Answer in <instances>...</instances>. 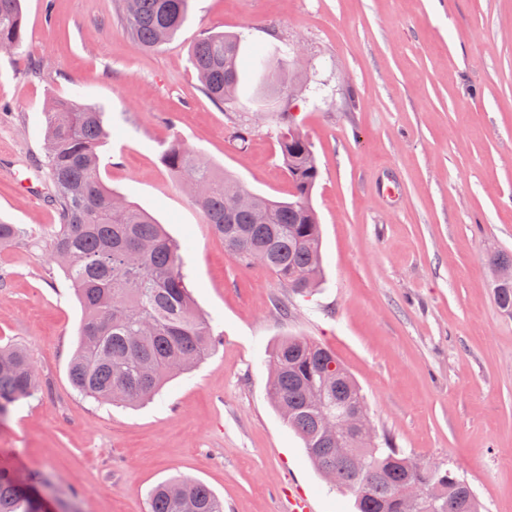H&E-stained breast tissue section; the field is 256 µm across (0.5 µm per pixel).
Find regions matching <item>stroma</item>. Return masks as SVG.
<instances>
[{
  "mask_svg": "<svg viewBox=\"0 0 512 512\" xmlns=\"http://www.w3.org/2000/svg\"><path fill=\"white\" fill-rule=\"evenodd\" d=\"M119 3L22 0L23 45L0 54V219L31 232L0 244V345L27 351L40 387L0 418V467L49 483L57 512H148L150 489L179 477L224 512H290L299 491L315 512H356L267 396L269 352L305 336L349 369L396 447L458 471L480 512H512V312L487 265L512 255V0H192L149 51ZM207 30L245 35L235 104L213 101L191 64ZM297 50L304 90L287 108L320 169L324 275L308 297L240 266L162 162L178 138L289 199L286 107L252 62ZM73 96L106 114L105 184L181 243L186 285L214 319L213 352L136 407L69 379L82 308L47 246L60 220L38 161L46 101Z\"/></svg>",
  "mask_w": 512,
  "mask_h": 512,
  "instance_id": "obj_1",
  "label": "stroma"
}]
</instances>
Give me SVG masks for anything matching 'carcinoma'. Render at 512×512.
<instances>
[{"mask_svg": "<svg viewBox=\"0 0 512 512\" xmlns=\"http://www.w3.org/2000/svg\"><path fill=\"white\" fill-rule=\"evenodd\" d=\"M123 29L142 50L172 40L189 16L191 0H122ZM23 42L20 0H0V53ZM237 35L205 32L194 43L191 62L204 90L217 102L234 96L240 81ZM43 169L61 224L49 239L81 305L78 347L69 367L76 390L99 402L137 406L153 397L173 375L202 362L215 348L211 321L200 314L182 272V245L167 236L145 211L116 195L102 180L100 148L111 136L105 112L72 99L46 108ZM293 199L259 194L251 201L239 181L217 172L182 140L163 152L171 175L193 189L201 211L226 251L242 266L265 263L289 290L308 295L323 276L321 228L311 205L319 170L311 143L279 139ZM17 224H0V243L24 239ZM494 297L512 310V282L492 283ZM269 398L303 441L316 470L355 497L358 512H406L395 495L403 483L437 485L444 512H479L469 483L455 471L424 465L384 435L357 436L350 447L362 458L357 470L333 457L332 434L319 422L312 385L340 413L357 405L370 411L361 387L325 345L306 337L283 338L269 354ZM38 392L36 373L18 345L0 347V416ZM46 485L20 481L0 468V512H41L35 497ZM148 512H224L206 485L182 478L156 486Z\"/></svg>", "mask_w": 512, "mask_h": 512, "instance_id": "carcinoma-1", "label": "carcinoma"}]
</instances>
